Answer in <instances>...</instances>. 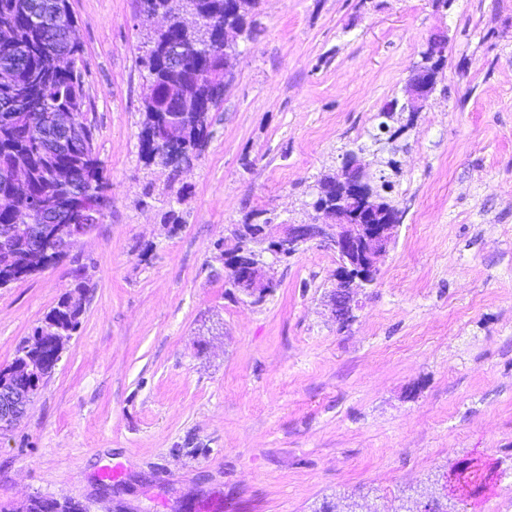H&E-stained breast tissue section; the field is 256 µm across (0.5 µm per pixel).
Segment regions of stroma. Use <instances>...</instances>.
<instances>
[{"label":"stroma","mask_w":512,"mask_h":512,"mask_svg":"<svg viewBox=\"0 0 512 512\" xmlns=\"http://www.w3.org/2000/svg\"><path fill=\"white\" fill-rule=\"evenodd\" d=\"M137 3L70 0L112 200L63 261L0 288L4 367L73 268L90 278L79 331L0 433V505L404 512L475 463L485 484L448 512H512V0H261L212 136L175 178L139 156ZM439 35L445 66L399 155L403 222L352 321L333 317L336 257L314 245L274 265L263 304L225 287L215 243L232 250L252 209L310 221L311 186L372 145ZM26 512H85L79 501L72 498L62 500L45 497H31L25 504Z\"/></svg>","instance_id":"1"}]
</instances>
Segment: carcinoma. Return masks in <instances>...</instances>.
<instances>
[{
	"label": "carcinoma",
	"instance_id": "obj_1",
	"mask_svg": "<svg viewBox=\"0 0 512 512\" xmlns=\"http://www.w3.org/2000/svg\"><path fill=\"white\" fill-rule=\"evenodd\" d=\"M152 9L161 8L171 16L164 42L149 45L144 37L139 56L140 65L156 96L157 111L144 103L139 154L147 166L157 165L178 173L187 168L202 153L211 137L212 117L206 104L224 97V83L216 79V63L224 57V21L230 16L224 9L225 0H184L176 6L170 0H140ZM42 0H0V24L13 28L14 40L0 44V278L24 270L30 277L64 258V253L46 241L42 252L33 255L26 264L21 261L30 248L24 233L9 231L20 225L45 224L56 202L64 197L95 198L110 203V182L98 154L89 143L95 140V126L76 125L67 136L69 146H51L57 133L50 126L53 113L63 109L82 112L86 106L84 82L72 77L64 64L66 58L84 60L82 44L64 47L60 21L75 20L69 0H49L41 17L36 15ZM197 11L200 25L208 36L187 32L177 10ZM378 118L393 131L407 127L404 112L394 102L384 104ZM165 123L181 129L183 137L165 139L151 134ZM402 146L388 148L389 157L381 161L387 171L378 177L381 207L396 212L398 204L391 197L393 179L400 175L395 155ZM17 166L28 169L30 180L26 194L13 192L11 172ZM67 168L74 174L70 182L54 179V171ZM260 210L244 214L234 225L232 235L237 250L253 251L256 218ZM90 288V279L79 269L70 290L45 316L34 335L41 337L39 354L44 366L38 386L51 376L61 354L51 337L67 336L78 330L83 304ZM25 512H85L80 502L32 497Z\"/></svg>",
	"mask_w": 512,
	"mask_h": 512
}]
</instances>
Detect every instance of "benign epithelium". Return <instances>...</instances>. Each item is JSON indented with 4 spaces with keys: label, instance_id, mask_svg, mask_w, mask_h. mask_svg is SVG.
<instances>
[{
    "label": "benign epithelium",
    "instance_id": "benign-epithelium-1",
    "mask_svg": "<svg viewBox=\"0 0 512 512\" xmlns=\"http://www.w3.org/2000/svg\"><path fill=\"white\" fill-rule=\"evenodd\" d=\"M245 31L224 26V87L235 78V65L240 55L238 38ZM428 52L421 55L403 92V111L411 114L420 111L436 85L431 63L446 57L448 40L444 36L431 39ZM336 196V206L323 213L330 223L275 224L271 233L262 236L258 245L263 260L249 265V274L242 281L240 293L248 298L265 297L278 288L270 270L281 258L293 256L311 245L336 253L338 267L336 280L339 285L329 294L332 314L336 320L352 312L355 282L373 285L380 275V266L394 242L398 225L395 219L380 214L378 190L367 171L363 157L351 153L343 160L342 175L334 184H323L320 194ZM86 210L77 202L62 203L50 224L39 226L50 230L62 249L68 252L79 239L88 235L93 226L83 223ZM8 379L0 383V432L12 429L22 418L27 406L35 397L36 367L26 360L18 362L7 373Z\"/></svg>",
    "mask_w": 512,
    "mask_h": 512
}]
</instances>
